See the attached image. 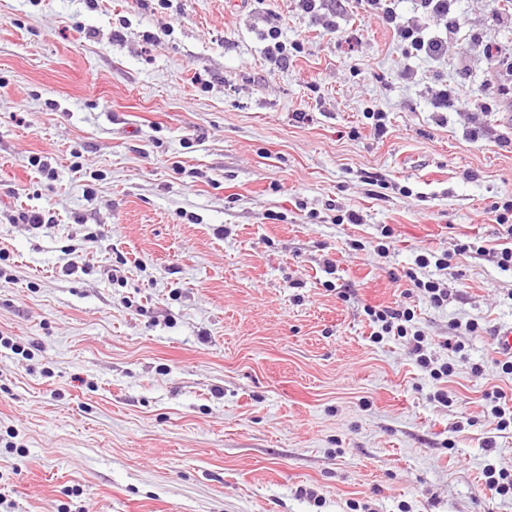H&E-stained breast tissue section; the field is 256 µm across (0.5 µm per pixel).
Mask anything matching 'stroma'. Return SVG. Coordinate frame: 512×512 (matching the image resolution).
<instances>
[{
	"instance_id": "stroma-1",
	"label": "stroma",
	"mask_w": 512,
	"mask_h": 512,
	"mask_svg": "<svg viewBox=\"0 0 512 512\" xmlns=\"http://www.w3.org/2000/svg\"><path fill=\"white\" fill-rule=\"evenodd\" d=\"M455 11L435 62L357 0L332 31L295 0H0V512H512L483 476L512 472L484 399L512 270L456 253L512 245V25ZM430 276L427 275V277L424 276L423 278H419L416 273L410 272L409 280L413 282L415 288L424 290L428 293L431 302L435 306L440 307L448 300V290L444 287L441 288V283ZM366 313L371 317L373 323L381 324V333L387 335L394 333V336H406L408 333L406 323L412 322L414 319V312L410 308L367 307Z\"/></svg>"
}]
</instances>
